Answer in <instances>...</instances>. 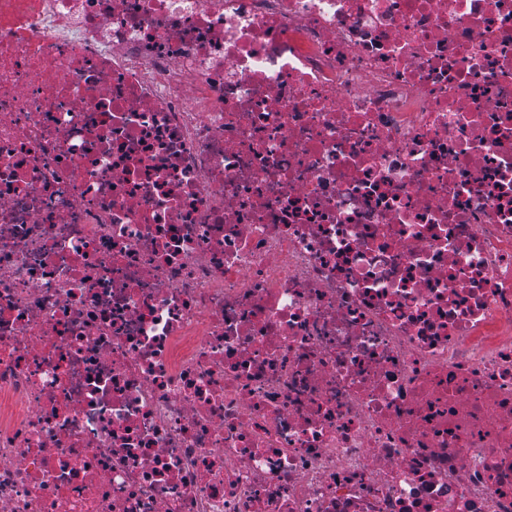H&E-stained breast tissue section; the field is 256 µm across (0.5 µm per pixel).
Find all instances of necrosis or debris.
Returning <instances> with one entry per match:
<instances>
[{"label": "necrosis or debris", "mask_w": 512, "mask_h": 512, "mask_svg": "<svg viewBox=\"0 0 512 512\" xmlns=\"http://www.w3.org/2000/svg\"><path fill=\"white\" fill-rule=\"evenodd\" d=\"M0 512H512V0H0Z\"/></svg>", "instance_id": "4bbe7bcc"}]
</instances>
